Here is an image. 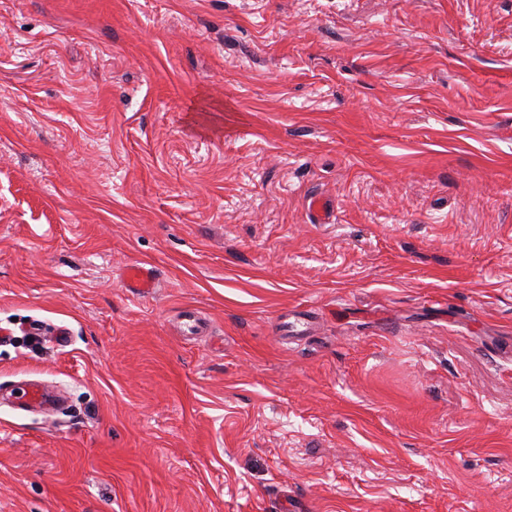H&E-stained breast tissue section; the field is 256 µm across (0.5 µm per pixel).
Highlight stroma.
Here are the masks:
<instances>
[{"label":"stroma","instance_id":"obj_1","mask_svg":"<svg viewBox=\"0 0 512 512\" xmlns=\"http://www.w3.org/2000/svg\"><path fill=\"white\" fill-rule=\"evenodd\" d=\"M1 332L0 512H512V0H0Z\"/></svg>","mask_w":512,"mask_h":512}]
</instances>
